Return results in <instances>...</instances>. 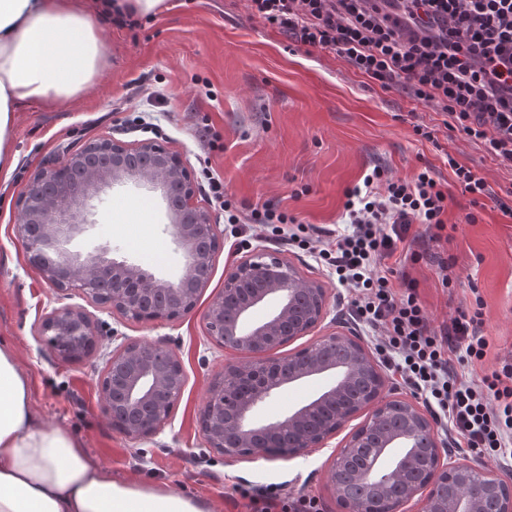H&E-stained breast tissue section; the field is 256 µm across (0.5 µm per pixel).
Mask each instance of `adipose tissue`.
Segmentation results:
<instances>
[{
  "label": "adipose tissue",
  "instance_id": "1",
  "mask_svg": "<svg viewBox=\"0 0 512 512\" xmlns=\"http://www.w3.org/2000/svg\"><path fill=\"white\" fill-rule=\"evenodd\" d=\"M162 0H0V172L14 112L83 94L105 64L96 16H135ZM0 512H213L210 502L93 463L81 441L37 413L13 342L0 338Z\"/></svg>",
  "mask_w": 512,
  "mask_h": 512
}]
</instances>
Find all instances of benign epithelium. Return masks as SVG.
Returning <instances> with one entry per match:
<instances>
[{
	"mask_svg": "<svg viewBox=\"0 0 512 512\" xmlns=\"http://www.w3.org/2000/svg\"><path fill=\"white\" fill-rule=\"evenodd\" d=\"M100 160L85 178L75 176L81 157L73 156L37 170L31 184H46L48 189L35 197L23 192L16 202L17 234L31 265L46 283L58 290L78 289L92 301L98 300V282L110 285L103 304L125 318L136 321L177 320L196 307L206 285L194 272L209 267L216 250L205 246L202 233L219 242L217 225L211 213L194 205L195 180L183 159L155 140L135 146L112 138L97 141ZM127 182H143L167 198L176 194L179 212L170 213L168 229L185 260L184 274L176 282L161 279L126 259L108 257V249L81 252L72 242L88 228L89 202L101 192ZM279 299L268 317L246 323L252 310L269 298ZM328 296L323 284L303 279L290 261L254 250L236 263L224 279V293L203 315L211 338L224 347L252 355L257 363L227 365L215 377L210 395L200 414V426L208 448L224 457L270 452L269 443L257 440V433L272 432L282 423L294 431L295 440L287 452L302 453L319 448L348 419L344 415L322 430L307 428L311 415L321 406L336 404L358 374L376 365L364 344L339 328L328 330L323 342L344 349L346 363L338 370L334 386L287 417L264 425L253 422L256 408L284 386L282 369L272 359H261L285 342L319 326L326 315ZM49 336L55 353L64 360H80L94 348L97 328L83 311L59 308L43 317L39 325ZM333 369L325 359L302 364L288 372V382ZM185 374L177 356L168 348L150 342H129L112 355L107 370L98 382L101 410L107 419L122 413L130 418L120 431L137 440L157 434L180 398ZM385 381L377 375L373 414L378 418L398 416L403 427L386 438V446L404 438L422 441L430 454L429 477L409 488L402 503L426 493V512H512V485L485 470L465 463L441 464L445 444L440 442L430 420L406 399L381 396ZM412 455L400 466L382 474L372 459L365 470L378 481L387 482L408 469ZM461 473L465 487L477 486L486 498L466 493L454 501H441L429 487Z\"/></svg>",
	"mask_w": 512,
	"mask_h": 512,
	"instance_id": "obj_1",
	"label": "benign epithelium"
}]
</instances>
